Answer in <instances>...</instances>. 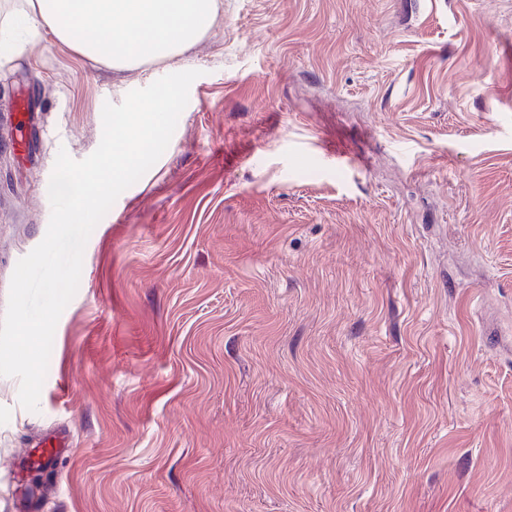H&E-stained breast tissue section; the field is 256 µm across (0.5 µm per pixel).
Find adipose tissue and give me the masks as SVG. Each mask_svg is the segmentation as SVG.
Returning a JSON list of instances; mask_svg holds the SVG:
<instances>
[{
  "instance_id": "adipose-tissue-1",
  "label": "adipose tissue",
  "mask_w": 512,
  "mask_h": 512,
  "mask_svg": "<svg viewBox=\"0 0 512 512\" xmlns=\"http://www.w3.org/2000/svg\"><path fill=\"white\" fill-rule=\"evenodd\" d=\"M32 34L46 30L121 70L173 56L210 28L218 0H23Z\"/></svg>"
}]
</instances>
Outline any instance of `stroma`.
<instances>
[{"instance_id": "obj_1", "label": "stroma", "mask_w": 512, "mask_h": 512, "mask_svg": "<svg viewBox=\"0 0 512 512\" xmlns=\"http://www.w3.org/2000/svg\"><path fill=\"white\" fill-rule=\"evenodd\" d=\"M223 2L115 71L0 0V315L59 149L199 73L86 243L37 411L0 376V512H512V0Z\"/></svg>"}]
</instances>
